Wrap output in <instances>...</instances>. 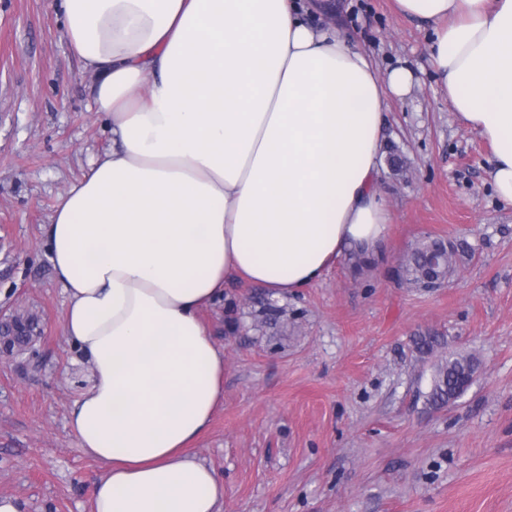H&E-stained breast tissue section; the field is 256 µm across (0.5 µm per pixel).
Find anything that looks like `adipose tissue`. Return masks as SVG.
I'll use <instances>...</instances> for the list:
<instances>
[{
	"instance_id": "1",
	"label": "adipose tissue",
	"mask_w": 512,
	"mask_h": 512,
	"mask_svg": "<svg viewBox=\"0 0 512 512\" xmlns=\"http://www.w3.org/2000/svg\"><path fill=\"white\" fill-rule=\"evenodd\" d=\"M96 76L112 146L43 228L64 336L88 383L69 427L102 462L92 512H223L224 481L192 454L224 402V350L202 311L226 282L285 297L353 250L379 255L387 96L314 0H58ZM427 23L429 62L493 150L512 206V0H395Z\"/></svg>"
}]
</instances>
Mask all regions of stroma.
Segmentation results:
<instances>
[{
	"label": "stroma",
	"instance_id": "35a3bbf8",
	"mask_svg": "<svg viewBox=\"0 0 512 512\" xmlns=\"http://www.w3.org/2000/svg\"><path fill=\"white\" fill-rule=\"evenodd\" d=\"M332 4L379 75L416 76L384 108V254L358 275L340 259L296 297L225 285L202 313L224 349V403L193 452L222 476L223 512H512V207L490 182L492 148L439 89L424 23L394 0ZM94 81L56 0H0V316L39 320L31 351L0 356V497L24 512H89L103 470L68 426L87 370L64 339L42 235L110 145ZM430 237L463 245L455 271L440 288L408 287L393 270ZM271 303L286 320L265 321ZM427 334L441 338L429 356L414 345ZM451 354L477 358L474 381L429 408L432 367Z\"/></svg>",
	"mask_w": 512,
	"mask_h": 512
}]
</instances>
